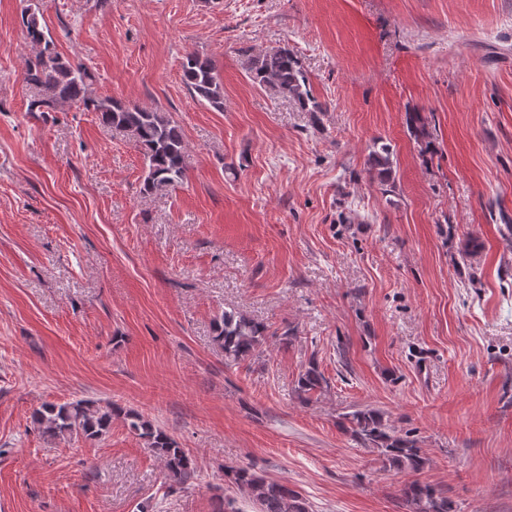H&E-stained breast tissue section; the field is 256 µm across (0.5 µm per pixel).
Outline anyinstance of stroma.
Instances as JSON below:
<instances>
[{"label":"stroma","mask_w":512,"mask_h":512,"mask_svg":"<svg viewBox=\"0 0 512 512\" xmlns=\"http://www.w3.org/2000/svg\"><path fill=\"white\" fill-rule=\"evenodd\" d=\"M28 8L94 96L181 127L182 184L144 192L140 147L97 113L28 111ZM282 47L328 105L319 123L249 79L250 55ZM194 51L223 110L182 81ZM415 109L435 153L408 134ZM377 139L387 192L366 172ZM506 224L512 0H0V512H217L231 465L308 512H406L416 478L456 512H512ZM230 310L270 327L259 359L225 364L212 323ZM311 361L328 388L304 404ZM77 399L161 426L194 483L170 487L122 420L96 440L33 428ZM364 407L414 432L423 470L351 440L338 416Z\"/></svg>","instance_id":"obj_1"}]
</instances>
